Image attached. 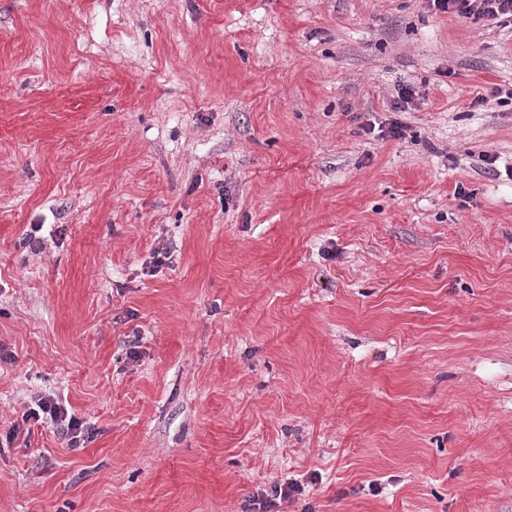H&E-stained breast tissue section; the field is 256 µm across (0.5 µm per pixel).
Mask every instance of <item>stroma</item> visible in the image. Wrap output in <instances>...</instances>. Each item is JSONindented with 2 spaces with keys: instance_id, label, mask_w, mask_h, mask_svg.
Here are the masks:
<instances>
[{
  "instance_id": "1",
  "label": "stroma",
  "mask_w": 512,
  "mask_h": 512,
  "mask_svg": "<svg viewBox=\"0 0 512 512\" xmlns=\"http://www.w3.org/2000/svg\"><path fill=\"white\" fill-rule=\"evenodd\" d=\"M292 481L280 512H512V21L0 0V512ZM37 407L43 414H48L50 421L56 426L59 434L70 444L76 443V439L80 437L85 430L84 420L74 416L68 415V411L62 407L58 402L45 400L43 398L38 400Z\"/></svg>"
}]
</instances>
